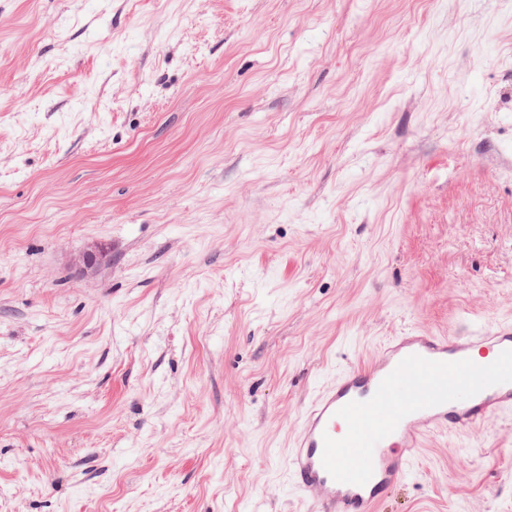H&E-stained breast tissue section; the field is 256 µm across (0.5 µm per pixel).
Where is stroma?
<instances>
[{"instance_id":"1","label":"stroma","mask_w":512,"mask_h":512,"mask_svg":"<svg viewBox=\"0 0 512 512\" xmlns=\"http://www.w3.org/2000/svg\"><path fill=\"white\" fill-rule=\"evenodd\" d=\"M467 318L512 324V0H0V512H312L307 403ZM379 512H512V414ZM112 262V247L107 243L93 242L72 258V264L83 275L97 271Z\"/></svg>"}]
</instances>
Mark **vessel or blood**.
<instances>
[{
    "instance_id": "vessel-or-blood-1",
    "label": "vessel or blood",
    "mask_w": 512,
    "mask_h": 512,
    "mask_svg": "<svg viewBox=\"0 0 512 512\" xmlns=\"http://www.w3.org/2000/svg\"><path fill=\"white\" fill-rule=\"evenodd\" d=\"M512 414V325L404 331L306 406L288 472L316 512H378L427 437Z\"/></svg>"
}]
</instances>
